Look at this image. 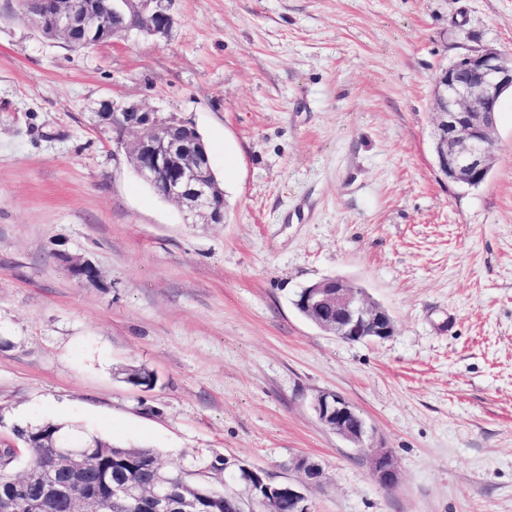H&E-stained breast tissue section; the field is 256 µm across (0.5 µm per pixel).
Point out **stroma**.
I'll list each match as a JSON object with an SVG mask.
<instances>
[{"label":"stroma","mask_w":512,"mask_h":512,"mask_svg":"<svg viewBox=\"0 0 512 512\" xmlns=\"http://www.w3.org/2000/svg\"><path fill=\"white\" fill-rule=\"evenodd\" d=\"M0 0V444L52 421L170 468L231 456L274 482L323 470L312 512H512V97L494 166L448 182L439 71L512 60V0H176L162 39L74 51ZM189 121L224 221L189 224L115 148L100 112ZM91 261L77 279L68 258ZM339 278L394 334L303 318ZM145 366L153 390L123 380ZM340 394L389 448L395 487L313 410Z\"/></svg>","instance_id":"obj_1"}]
</instances>
